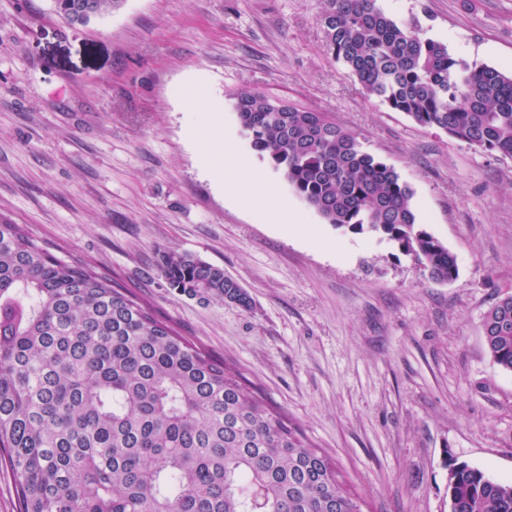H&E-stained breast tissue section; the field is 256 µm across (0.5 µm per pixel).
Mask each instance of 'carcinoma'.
<instances>
[{
	"label": "carcinoma",
	"mask_w": 512,
	"mask_h": 512,
	"mask_svg": "<svg viewBox=\"0 0 512 512\" xmlns=\"http://www.w3.org/2000/svg\"><path fill=\"white\" fill-rule=\"evenodd\" d=\"M122 0H86L99 18ZM324 47L421 127L512 157V75L468 65L398 23L377 0H321ZM251 148L327 223L395 244L440 282L457 261L417 220L396 169L320 112L234 97ZM181 295L249 297L224 268L159 253ZM493 362L512 372V294L483 317ZM0 466L20 512H363L332 458L240 372L181 336L150 305L21 224L0 220ZM450 512H512V482L466 463L448 472Z\"/></svg>",
	"instance_id": "1"
}]
</instances>
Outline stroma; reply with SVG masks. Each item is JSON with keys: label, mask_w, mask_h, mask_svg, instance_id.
<instances>
[{"label": "stroma", "mask_w": 512, "mask_h": 512, "mask_svg": "<svg viewBox=\"0 0 512 512\" xmlns=\"http://www.w3.org/2000/svg\"><path fill=\"white\" fill-rule=\"evenodd\" d=\"M457 59L512 74V0H378ZM320 0H124L87 26L0 0V217L117 279L232 364L324 450L364 512H449L448 466L512 479V373L483 317L512 292V158L417 125L323 47ZM250 153L244 88L334 113L414 191L455 255L439 283L388 241L328 224L257 159L299 227L243 209L203 170L207 120ZM223 267L250 297L169 288L158 253Z\"/></svg>", "instance_id": "35a3bbf8"}]
</instances>
